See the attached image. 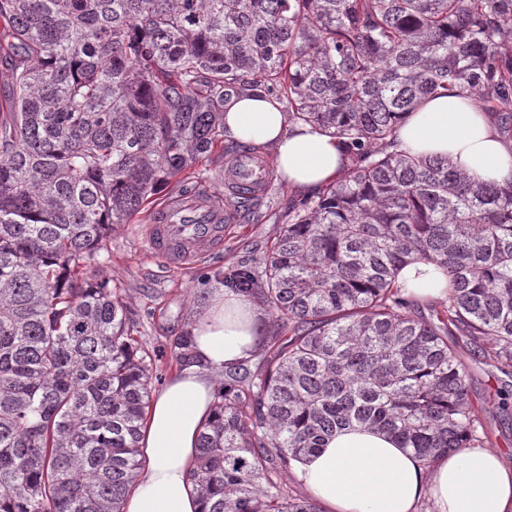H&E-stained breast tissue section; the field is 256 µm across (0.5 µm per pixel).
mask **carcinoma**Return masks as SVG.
Returning a JSON list of instances; mask_svg holds the SVG:
<instances>
[{"label":"carcinoma","instance_id":"1","mask_svg":"<svg viewBox=\"0 0 512 512\" xmlns=\"http://www.w3.org/2000/svg\"><path fill=\"white\" fill-rule=\"evenodd\" d=\"M0 63V512H122L163 366L203 364L185 327L171 359L149 349L125 289L86 269L172 180L203 186L247 91L349 164L288 207L262 269L210 272L272 332L216 380L201 512H321L286 477L346 428L426 464L488 445L448 336L512 368V180L399 151L396 131L457 88L512 141V0H0ZM418 260L446 277L433 321L397 283Z\"/></svg>","mask_w":512,"mask_h":512}]
</instances>
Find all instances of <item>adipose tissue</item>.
I'll list each match as a JSON object with an SVG mask.
<instances>
[{
    "mask_svg": "<svg viewBox=\"0 0 512 512\" xmlns=\"http://www.w3.org/2000/svg\"><path fill=\"white\" fill-rule=\"evenodd\" d=\"M225 109L228 135L272 148L278 173L298 192L316 191L345 173L348 159L338 138L289 123L270 97L235 96ZM397 141L405 152L450 157L473 180H512V142L457 90L424 101L398 127ZM398 282L403 297L418 303L445 297L444 276L431 264L405 266ZM262 322L253 299L227 288L198 312L192 332L205 366L172 376L153 398L140 440L148 466L124 512H199L189 475L197 437L212 417L216 377L249 356ZM297 475L324 512H420L425 503L432 512H512V463L493 448H465L426 465L386 434L355 428L305 457Z\"/></svg>",
    "mask_w": 512,
    "mask_h": 512,
    "instance_id": "ef3b65f1",
    "label": "adipose tissue"
}]
</instances>
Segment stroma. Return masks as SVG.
I'll use <instances>...</instances> for the list:
<instances>
[{
    "label": "stroma",
    "mask_w": 512,
    "mask_h": 512,
    "mask_svg": "<svg viewBox=\"0 0 512 512\" xmlns=\"http://www.w3.org/2000/svg\"><path fill=\"white\" fill-rule=\"evenodd\" d=\"M294 197L287 184L275 182L259 199L256 220L233 221L221 247L180 269L170 266L151 250L147 226L154 209L145 207L129 223L113 229L109 241L111 262L91 268L90 273L125 289L129 315L139 323L148 345L170 346L173 336L179 335L185 321L195 313L199 298L213 291L207 273L218 265L262 263ZM459 355L469 371L473 397L483 398L495 394L496 390L512 388V375L477 361L469 345H460Z\"/></svg>",
    "instance_id": "obj_1"
}]
</instances>
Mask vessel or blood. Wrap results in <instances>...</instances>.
<instances>
[{
  "label": "vessel or blood",
  "instance_id": "1",
  "mask_svg": "<svg viewBox=\"0 0 512 512\" xmlns=\"http://www.w3.org/2000/svg\"><path fill=\"white\" fill-rule=\"evenodd\" d=\"M270 175L268 161L252 155L227 160L224 186L239 196L259 195ZM225 214L209 189L173 197L153 214L149 244L171 266L203 256L224 238Z\"/></svg>",
  "mask_w": 512,
  "mask_h": 512
}]
</instances>
